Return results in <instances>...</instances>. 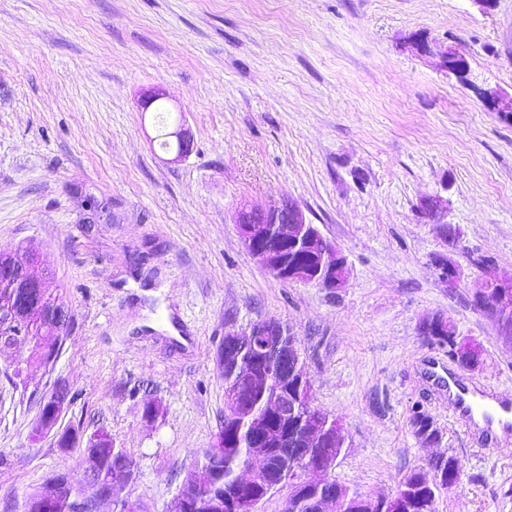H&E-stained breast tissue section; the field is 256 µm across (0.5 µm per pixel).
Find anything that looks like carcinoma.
<instances>
[{"mask_svg": "<svg viewBox=\"0 0 512 512\" xmlns=\"http://www.w3.org/2000/svg\"><path fill=\"white\" fill-rule=\"evenodd\" d=\"M57 288L50 275L43 277L41 286L32 285L28 288H16L11 284H0V310H8L23 325V342L20 347L29 350L24 360L26 366L48 368L55 362L69 325L62 323L56 327L57 335L43 336L40 325L55 315V311L63 308L56 294ZM474 310L489 317L497 326L504 341H512V318H504L493 312V298L483 302L470 301ZM423 340L448 348V356L459 363H467L483 354L479 344L465 342L456 336L455 326L451 321L436 315L427 320L421 331ZM237 397L243 403L262 416H267V393L254 390L252 386L241 380L229 365H224V402ZM61 418L54 414L51 424L54 425L55 443L59 448L74 450L79 456L92 452V462L96 466V491L100 495L108 494L112 512H134L129 500L117 495V492L135 484L139 478V465L134 456L125 448H120L107 438L102 428L87 434L83 425L60 427ZM411 426L415 437L423 444H431L438 439L430 416L421 410L413 412ZM334 429L338 433L336 442L328 448L309 450L315 455L327 457L331 464L345 448L346 438L338 419H333ZM217 436L224 441L218 452L209 450L200 454L191 471L179 486V494L193 496L195 512H212L210 502L215 498H234L249 495L257 500H265L270 496L268 488L255 487L245 490L237 482L239 460L250 452L248 432L242 426L231 430L222 427ZM293 449L270 448L265 456L257 460V464L269 469V481L277 482L281 472L291 469ZM461 467L460 459L443 452L430 462L431 473L422 469H414L406 474L397 484L391 495L394 506L387 512H435V501L441 488L448 486V478L452 477ZM336 496V512H367L368 499L352 492L337 481L318 489H292L288 493V501L292 507L289 512H318V499L329 495ZM85 489L75 487L64 470L60 469L47 477L26 500L47 506V512H81L80 500Z\"/></svg>", "mask_w": 512, "mask_h": 512, "instance_id": "cac0c4a2", "label": "carcinoma"}]
</instances>
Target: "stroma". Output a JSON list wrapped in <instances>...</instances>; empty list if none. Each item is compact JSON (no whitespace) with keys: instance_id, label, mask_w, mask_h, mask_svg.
<instances>
[{"instance_id":"obj_1","label":"stroma","mask_w":512,"mask_h":512,"mask_svg":"<svg viewBox=\"0 0 512 512\" xmlns=\"http://www.w3.org/2000/svg\"><path fill=\"white\" fill-rule=\"evenodd\" d=\"M415 34L464 53L470 86L407 48ZM483 89L512 91V0H0V249L48 255L74 314L52 370L0 376V512L58 468L85 482L76 454L29 439L58 380L63 424L104 428L139 463L128 496L171 512L224 421V334L257 320L298 336L315 406L341 420L333 480L388 495L444 451L464 471L436 512H512V427L486 433L448 396L453 373L512 402V346L469 304L473 257L512 269V124ZM160 108L193 134L182 161L159 145ZM430 196L448 202L437 224ZM282 198L339 247L345 287L277 281L243 248L237 210ZM434 314L480 342L479 369L422 341ZM416 406L438 431L425 447Z\"/></svg>"}]
</instances>
